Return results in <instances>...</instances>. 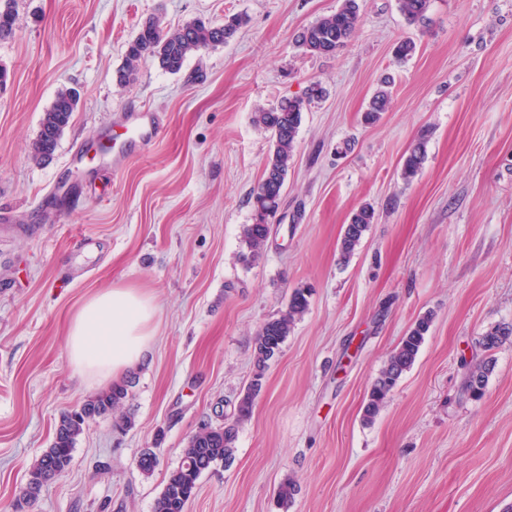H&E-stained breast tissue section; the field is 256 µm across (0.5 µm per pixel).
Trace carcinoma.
<instances>
[{
    "mask_svg": "<svg viewBox=\"0 0 512 512\" xmlns=\"http://www.w3.org/2000/svg\"><path fill=\"white\" fill-rule=\"evenodd\" d=\"M14 0H0V41L9 38L14 29L16 15ZM400 11L410 24L421 23L426 18L430 0H399ZM244 24L240 15L224 18V25L212 27L201 20H193L165 32L154 16L144 19L135 36L126 44L125 63L116 73V82L125 85L133 79L138 63L151 57L170 73L181 71L187 56L200 49L217 46L232 38ZM359 24L357 0H342L336 12L317 19L297 36V42L306 52L317 56H332L351 39ZM323 89L315 83L303 97H286L269 109H260L253 115L255 126L271 135L272 150L263 177L250 197L253 223L243 225V238L247 251L239 260L248 266L258 257L271 232V219L278 212L283 187L295 153L296 139L307 105L321 97ZM79 96L71 88L58 90L51 108L45 113L39 134L33 144L32 159L42 162L55 152L63 130L68 126L78 105ZM391 92L380 88L373 95L365 120L373 122L389 110ZM426 159V136H421L409 149L402 165V178L410 181L416 177ZM375 218L374 208L363 206L344 226L340 240V254L348 259L360 244L365 232ZM309 307L308 294L303 289L292 292L286 309L265 321L257 332L253 349V375L236 407L233 422L206 424L189 437L182 450L179 466L173 470L163 491L156 499L154 512H185L186 504L194 495L200 476L217 462L233 459L238 427L252 414L269 361L280 352L282 344L295 321ZM431 325V317L420 318L399 345L390 353L379 376L369 389L363 408V421L373 422L386 403L390 392L404 373L415 363L420 348ZM512 339V323L503 322L484 332L479 340L487 357L476 363L467 379V391L479 398L484 393L489 374L495 367L494 352ZM129 396L126 381L86 400L78 410L61 415L49 448L31 464L28 479L23 487L22 501H37L46 487L64 473L72 461L78 437L88 421L97 417L116 415Z\"/></svg>",
    "mask_w": 512,
    "mask_h": 512,
    "instance_id": "carcinoma-1",
    "label": "carcinoma"
}]
</instances>
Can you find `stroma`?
<instances>
[{
	"label": "stroma",
	"instance_id": "1",
	"mask_svg": "<svg viewBox=\"0 0 512 512\" xmlns=\"http://www.w3.org/2000/svg\"><path fill=\"white\" fill-rule=\"evenodd\" d=\"M341 0H16L0 41V512H16L62 412L102 392L66 357L81 305L112 287L157 307L146 361L126 371V431L89 422L66 472L25 512H153L189 436L233 420L259 327L294 289L309 309L269 364L234 458L198 482L186 512H506L512 506V344L481 398L465 380L478 341L512 322V0H430L408 25L399 0H359L335 56L295 39ZM247 18L227 43L171 74L115 71L146 17L164 29ZM416 43L407 61L399 41ZM392 102L363 112L382 81ZM271 234L243 266L242 228L270 150L254 112L311 83ZM79 93L53 156L31 158L59 89ZM160 136L113 167L104 134L131 110ZM426 160L404 181L421 130ZM376 212L342 259L343 227ZM420 353L372 423L366 394L422 316ZM159 464L143 475L137 459ZM294 481L281 500L278 489Z\"/></svg>",
	"mask_w": 512,
	"mask_h": 512
}]
</instances>
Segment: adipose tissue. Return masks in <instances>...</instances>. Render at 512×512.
I'll return each instance as SVG.
<instances>
[{
  "mask_svg": "<svg viewBox=\"0 0 512 512\" xmlns=\"http://www.w3.org/2000/svg\"><path fill=\"white\" fill-rule=\"evenodd\" d=\"M156 306L135 288L115 287L87 300L73 316L66 344L70 367L88 382L118 379L144 360Z\"/></svg>",
  "mask_w": 512,
  "mask_h": 512,
  "instance_id": "adipose-tissue-1",
  "label": "adipose tissue"
}]
</instances>
